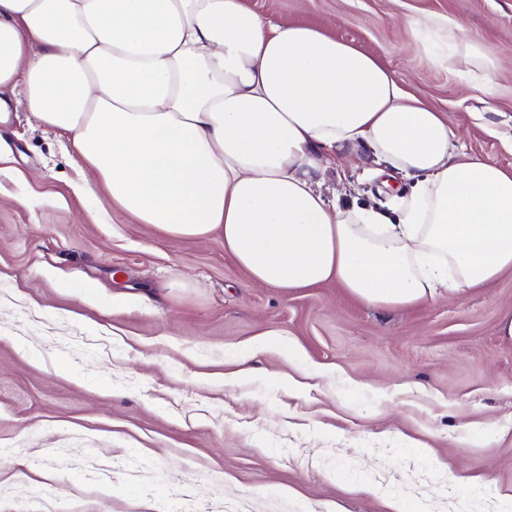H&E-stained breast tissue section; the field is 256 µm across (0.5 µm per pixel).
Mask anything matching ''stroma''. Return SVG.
<instances>
[{
	"label": "stroma",
	"mask_w": 512,
	"mask_h": 512,
	"mask_svg": "<svg viewBox=\"0 0 512 512\" xmlns=\"http://www.w3.org/2000/svg\"><path fill=\"white\" fill-rule=\"evenodd\" d=\"M324 27L512 166V0H250ZM433 14L500 63L488 93ZM0 512H502L512 501V271L463 297L366 306L335 283L254 284L219 236L170 238L107 203L0 87ZM387 207L397 175L327 170ZM266 347L247 362L246 344ZM447 27L450 37L453 41H458L463 46L468 56L480 58L477 46L471 42L463 33L462 27L457 23L448 25V21L444 24L439 18L434 15H426L423 17L415 18L410 22V31L416 35L421 30L438 29L441 26Z\"/></svg>",
	"instance_id": "stroma-1"
}]
</instances>
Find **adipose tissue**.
Here are the masks:
<instances>
[{"instance_id": "adipose-tissue-1", "label": "adipose tissue", "mask_w": 512, "mask_h": 512, "mask_svg": "<svg viewBox=\"0 0 512 512\" xmlns=\"http://www.w3.org/2000/svg\"><path fill=\"white\" fill-rule=\"evenodd\" d=\"M11 84L113 206L170 237L219 234L255 284L333 281L387 309L512 271V168L457 152L374 57L249 0H0ZM340 163L410 192L336 204L322 185Z\"/></svg>"}]
</instances>
